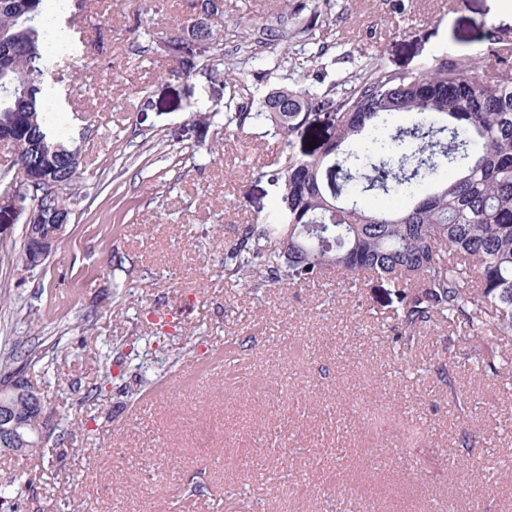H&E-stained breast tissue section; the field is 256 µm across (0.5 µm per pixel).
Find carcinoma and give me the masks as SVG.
<instances>
[{
    "instance_id": "obj_1",
    "label": "carcinoma",
    "mask_w": 512,
    "mask_h": 512,
    "mask_svg": "<svg viewBox=\"0 0 512 512\" xmlns=\"http://www.w3.org/2000/svg\"><path fill=\"white\" fill-rule=\"evenodd\" d=\"M46 0H0V142L12 149L16 180L28 176L49 192L67 181L76 194L83 176L75 138L63 137L43 110L51 54ZM263 51L240 36L231 80L262 76L282 64L288 32L265 27ZM213 42L205 67L224 65L212 27L191 23L162 42L164 56L188 71L198 45ZM34 116L26 126L13 113ZM322 119L332 132L310 154L294 139ZM252 125L278 137L275 179L282 193L272 213L246 224L224 244V274L258 290L334 277L351 288L376 278L397 289L395 324L404 331L462 326L484 369L509 364L499 348L512 345V68L476 73L468 58L441 57L419 73L375 61L349 88L295 83L273 87L250 106L224 113L223 134ZM27 351L0 362L7 376ZM455 407L471 394L436 368Z\"/></svg>"
}]
</instances>
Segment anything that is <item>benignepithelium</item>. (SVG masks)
I'll use <instances>...</instances> for the list:
<instances>
[{"label": "benign epithelium", "mask_w": 512, "mask_h": 512, "mask_svg": "<svg viewBox=\"0 0 512 512\" xmlns=\"http://www.w3.org/2000/svg\"><path fill=\"white\" fill-rule=\"evenodd\" d=\"M29 199L25 191L7 190L0 195V216L11 217L8 222L0 220V236L12 235L15 220L23 213L33 217L34 208H26ZM57 223L49 228L41 224H30L27 228L26 265L37 268L55 251L62 240L70 212L57 206ZM46 410L41 392L30 385L24 373L15 372L0 381V452L17 455L24 452L23 446L45 440Z\"/></svg>", "instance_id": "benign-epithelium-1"}]
</instances>
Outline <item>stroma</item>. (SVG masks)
<instances>
[{"label": "stroma", "instance_id": "stroma-1", "mask_svg": "<svg viewBox=\"0 0 512 512\" xmlns=\"http://www.w3.org/2000/svg\"><path fill=\"white\" fill-rule=\"evenodd\" d=\"M329 52L288 45L295 81H340L370 58L418 71L465 54L512 66L499 0H224L211 21L233 58L234 21L296 31L313 13ZM100 63L57 58L59 128L88 115L85 185L66 235L26 269L0 244V354L36 348L52 412L35 496L16 512H512V390L471 345L394 331L387 283L320 281L249 293L224 276V240L264 217L280 188L249 175L277 138L222 135L227 101L270 81L186 71L149 49L186 23L181 0H66ZM473 392L459 416L436 376Z\"/></svg>", "mask_w": 512, "mask_h": 512}]
</instances>
